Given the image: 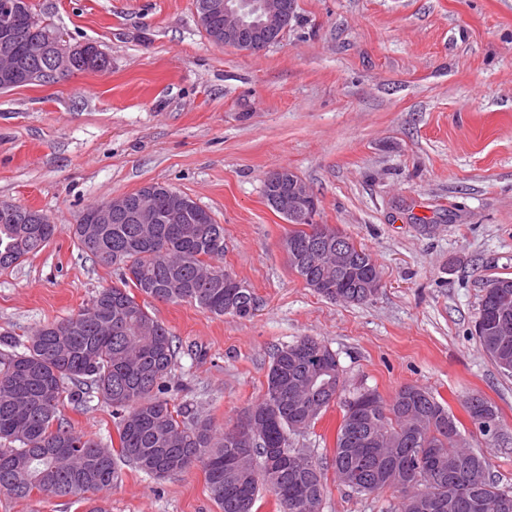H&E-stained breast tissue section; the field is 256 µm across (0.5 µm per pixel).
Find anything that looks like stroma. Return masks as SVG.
I'll list each match as a JSON object with an SVG mask.
<instances>
[{"mask_svg": "<svg viewBox=\"0 0 512 512\" xmlns=\"http://www.w3.org/2000/svg\"><path fill=\"white\" fill-rule=\"evenodd\" d=\"M69 43L91 42L108 68L0 92V201L59 230L0 270V336L22 342L119 284L67 227L91 204L160 182L224 226L225 270L252 288L254 315L152 303L177 354L172 407L227 428L259 401L275 350L315 336L347 388L391 397L433 392L512 490V377L474 335L489 279L512 276V0H296L283 39L258 52L213 43L195 0H31ZM301 177L315 223L365 247L382 286L362 304L308 288L280 248L291 229L266 178ZM498 410L488 440L462 407ZM343 405L291 445L330 460ZM64 426L118 444L109 405L61 408ZM110 512H219L202 467L155 480L133 464L101 491ZM382 495L328 477L321 512H385Z\"/></svg>", "mask_w": 512, "mask_h": 512, "instance_id": "stroma-1", "label": "stroma"}]
</instances>
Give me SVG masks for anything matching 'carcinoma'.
I'll return each instance as SVG.
<instances>
[{
  "instance_id": "obj_1",
  "label": "carcinoma",
  "mask_w": 512,
  "mask_h": 512,
  "mask_svg": "<svg viewBox=\"0 0 512 512\" xmlns=\"http://www.w3.org/2000/svg\"><path fill=\"white\" fill-rule=\"evenodd\" d=\"M8 52L28 64L29 46L45 40L44 25L28 0H16ZM158 222L143 237L134 218L110 224H70L78 248L105 267H125L121 286L104 288L78 314L38 329L20 344L0 338V494L27 500L85 499L119 478L113 448L62 425L60 406L80 404L94 393L119 420L120 457L159 480L203 468L220 512H254L262 492L273 494L279 512H320L326 471L352 492H393L387 512H512V492L490 475V464L471 449L459 421L431 392L405 385L386 399L357 406L364 388L345 401L331 464L292 448L289 436L314 426L344 389L337 354L313 336L277 349L262 399L246 408L254 419L236 438L232 428L208 419L186 420L164 397L177 346L169 330L131 289L161 302H189L215 316H253L257 298L238 282L224 285V226L205 209L190 212V224L163 218L172 188L155 184ZM32 211L16 204L0 210V269L41 251L59 231L44 235L29 222ZM296 259L289 268L321 296L318 283L341 276L344 302L363 303L368 269L336 270V252L314 254L317 225L288 220ZM512 277H497L481 298L475 334L491 361L512 375ZM472 426L485 437L500 429L496 408L478 395L464 400Z\"/></svg>"
}]
</instances>
